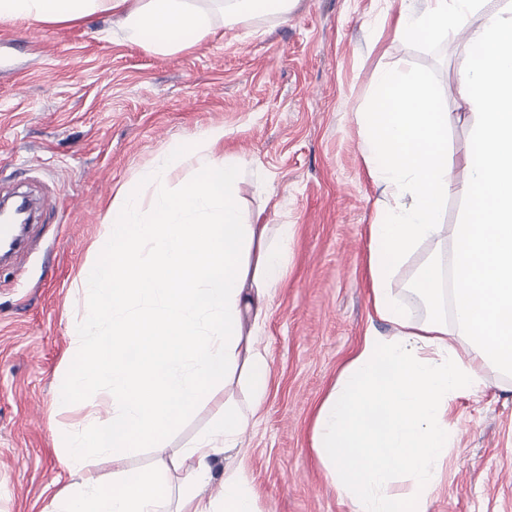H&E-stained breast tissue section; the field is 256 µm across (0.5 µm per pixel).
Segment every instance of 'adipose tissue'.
<instances>
[{
    "mask_svg": "<svg viewBox=\"0 0 512 512\" xmlns=\"http://www.w3.org/2000/svg\"><path fill=\"white\" fill-rule=\"evenodd\" d=\"M401 4L399 38L423 39L468 25L487 0ZM289 0H0V22H82L104 13L132 44L167 52L197 44L216 16H287ZM469 67L460 76L464 113L448 111L435 86L400 69L379 71L362 115L364 158L389 218L368 228V276L374 325L348 356L319 406L313 446L351 512H428L453 444L454 401L477 390L492 366L512 373V0L470 27ZM464 120L470 134L461 162L471 173L455 181L448 166V129ZM224 129L169 145L122 184L106 221V260L91 266L80 288L92 299L71 334L84 339L108 322L80 367L59 373L62 397L97 388L112 416L74 423L65 439L69 481L49 512H256V493L236 450L269 382L255 336L284 282L290 225L246 220L237 203L247 162L218 153ZM198 158L195 176L172 188L179 163ZM465 200L452 225L454 321L443 315L440 264L419 271L417 295L427 314L411 320L391 294L396 266L440 237L443 202ZM149 256H142L143 245ZM387 324L380 333L376 322ZM465 337L457 350L450 335ZM245 375L248 408L221 403L213 423L158 474L128 467L145 445L159 443L213 389ZM96 456L111 481L89 468ZM222 478H214L216 463Z\"/></svg>",
    "mask_w": 512,
    "mask_h": 512,
    "instance_id": "1",
    "label": "adipose tissue"
}]
</instances>
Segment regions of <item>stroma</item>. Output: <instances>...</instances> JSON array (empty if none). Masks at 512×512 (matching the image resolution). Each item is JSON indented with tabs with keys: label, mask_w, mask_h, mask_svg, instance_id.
I'll use <instances>...</instances> for the list:
<instances>
[{
	"label": "stroma",
	"mask_w": 512,
	"mask_h": 512,
	"mask_svg": "<svg viewBox=\"0 0 512 512\" xmlns=\"http://www.w3.org/2000/svg\"><path fill=\"white\" fill-rule=\"evenodd\" d=\"M399 0H298L289 19L260 14L166 53L125 41L110 17L86 24L0 23V190L42 210L28 248L0 263V512H44L67 482L62 432L109 396L61 401L57 373L81 365L69 327L90 305L81 272L104 261L98 241L119 185L171 143L224 128V149L262 168L246 178V218L289 224L292 259L257 338L270 384L244 436L258 512H349L312 447V418L369 322L368 226L385 218L363 157L362 114L374 77L399 68L460 104L465 31L395 38ZM452 256L448 237L421 245L394 274V297L424 318L413 286L422 264ZM453 405L455 446L429 512H512V375ZM200 400L156 447L130 461L149 471L214 418Z\"/></svg>",
	"instance_id": "1"
}]
</instances>
